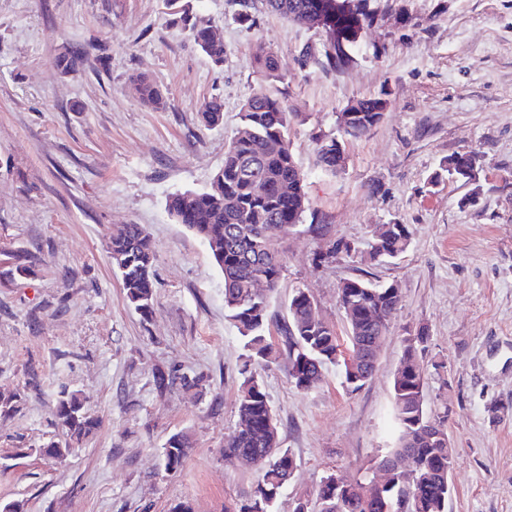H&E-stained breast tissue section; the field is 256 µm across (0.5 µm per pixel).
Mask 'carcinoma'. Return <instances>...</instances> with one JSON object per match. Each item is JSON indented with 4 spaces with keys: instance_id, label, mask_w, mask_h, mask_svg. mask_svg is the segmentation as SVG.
Returning <instances> with one entry per match:
<instances>
[{
    "instance_id": "obj_1",
    "label": "carcinoma",
    "mask_w": 512,
    "mask_h": 512,
    "mask_svg": "<svg viewBox=\"0 0 512 512\" xmlns=\"http://www.w3.org/2000/svg\"><path fill=\"white\" fill-rule=\"evenodd\" d=\"M171 21L187 29L190 42L216 65L224 62V45L215 35L213 25L194 18L186 0H163ZM271 11L290 22L323 8L329 12L332 28L343 42L332 39L325 45L324 56L333 69H343L353 62L358 39L354 28L372 21L366 10L367 0H265ZM256 62L266 81L280 82L274 54L257 48ZM80 56L64 51L55 58V67L66 75L74 71ZM134 90L146 104L164 109L167 93L150 79L139 75ZM390 102L385 97L355 99L347 106L348 123L339 136L320 141L316 164L335 174L344 164L345 141L360 139L381 123ZM297 113L288 109L284 99L259 88L242 106L240 124L224 148V164L213 176L209 189L186 191L169 197L167 209L178 224L185 225L209 248L224 278L225 318L232 321L243 341V362L239 369L241 390L238 400L239 423L224 439V456L240 457L257 465L259 479L253 494L236 512H277V503L293 477L296 461L289 449L282 447L278 422L267 425L273 417L260 369L272 364L285 369L290 382L299 391L315 388L323 370L335 365L339 336L329 325L311 317L313 300L303 289H296L288 303V319L279 328L280 344L268 341L273 316L271 299L280 288L283 270V242L275 233L278 227H297L309 209L304 177L290 146L289 130ZM202 125L213 128L224 118L223 102L205 101L198 111ZM475 152L450 157L442 170L450 178L468 181L478 168ZM411 231L406 224H383L377 228L375 255L397 257L409 247ZM112 264L122 278L126 299L140 315L153 313L155 283L152 268L156 258L150 235L139 224L112 227L107 243ZM10 271L25 278L35 273L36 262L26 251H1ZM263 280L267 290L254 291V283ZM401 296L387 285L351 278L345 281L339 302L348 320L349 347L363 352L358 366H344L351 391L361 389L374 375L378 365L376 343L387 335ZM406 348L393 380L394 415L398 436L393 448L381 457L383 462L401 463L397 479L384 490L383 498L365 501L352 487L344 507L320 494L306 512H448V485L454 459L448 458L447 442L431 438L439 422L447 429L450 408L443 403L433 416L426 413L423 400L424 372L413 364L418 353L426 351L428 336L421 331L405 338ZM56 418L67 429L65 445L56 441L43 448L45 456L58 460L67 456L99 426L88 415L83 401L75 394L61 393L56 404ZM191 446L187 436L175 434L164 447L165 469L175 472L182 467Z\"/></svg>"
}]
</instances>
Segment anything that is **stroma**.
I'll return each instance as SVG.
<instances>
[{
	"label": "stroma",
	"instance_id": "1",
	"mask_svg": "<svg viewBox=\"0 0 512 512\" xmlns=\"http://www.w3.org/2000/svg\"><path fill=\"white\" fill-rule=\"evenodd\" d=\"M215 25L224 63L213 65L172 26L162 0H0V249L38 267L0 276V390L21 393L0 417V504L23 512H231L253 492L256 470L224 457L238 424L239 333L224 317V281L203 241L167 210L169 196L208 189L224 162L242 105L264 86L257 46L276 56L277 85L298 112L293 153L310 209L350 252L313 262L321 242L285 236L273 311L293 289L346 337L342 281L390 284L401 295L372 379L350 391L339 367L297 391L276 366L263 372L283 447L297 468L280 512L315 500L324 476L353 482L395 443L392 382L404 337L426 331L419 360L427 411L449 403L454 452L448 512H512V0H368L374 19L353 63L323 68L324 30L291 23L255 0L253 27L239 0H190ZM83 51L80 68L54 61ZM160 85L157 110L131 89ZM387 95L390 108L366 137L348 141L345 165H315L319 139L338 133L352 100ZM224 122L198 120L210 98ZM477 151L475 181L440 176L450 156ZM408 225L395 259L371 260L381 224ZM139 224L156 252L155 307L128 304L107 238ZM171 374L167 389L157 372ZM197 378L191 388L181 377ZM76 393L101 421L81 452L41 454L64 441L55 406ZM175 433L191 450L174 474L163 448Z\"/></svg>",
	"mask_w": 512,
	"mask_h": 512
}]
</instances>
